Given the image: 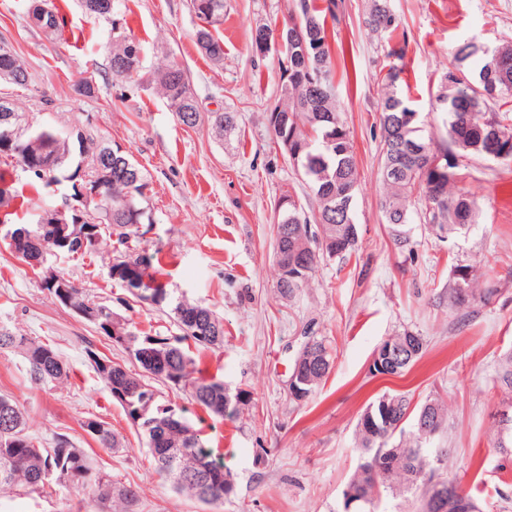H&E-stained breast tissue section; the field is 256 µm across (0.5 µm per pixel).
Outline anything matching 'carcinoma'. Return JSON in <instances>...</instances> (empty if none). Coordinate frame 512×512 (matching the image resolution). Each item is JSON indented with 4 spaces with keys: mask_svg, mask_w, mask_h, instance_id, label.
Instances as JSON below:
<instances>
[{
    "mask_svg": "<svg viewBox=\"0 0 512 512\" xmlns=\"http://www.w3.org/2000/svg\"><path fill=\"white\" fill-rule=\"evenodd\" d=\"M85 10L106 19L115 14L117 0H82ZM190 10L197 18L207 22L198 26L196 42L207 57L214 61L224 58V43L215 37L211 27L224 18V0H190ZM365 26L375 33L388 32L397 27V18L388 0H371L364 16ZM64 25L59 12L50 10L39 29L48 38L59 35ZM276 29L259 23L252 30V46L264 50L263 43L274 40ZM286 65L282 67L278 86V102L268 112V123L275 137L293 139L301 149L297 169L309 188L314 207L312 213L286 195L288 204L279 206L281 219L276 229L288 226V240L275 238L274 263L277 267L276 291L289 300L309 285L321 258L344 257L356 249L358 229L354 224L356 192L359 180L357 156L350 132L336 109L333 91L335 69L333 51L326 26V10L317 0H298L295 9L282 24ZM141 44L118 31L112 33V51L109 69L112 78L123 79L139 71ZM10 72L15 86L26 89L30 76L12 46L0 39V72ZM399 69L389 68L385 91L378 104L380 112L381 156L380 171L385 193L380 208L387 224H410L411 214L406 202L417 196L424 202L419 219L427 225L446 229L447 237L467 232L476 223L477 206L469 193L458 187L468 175L466 161L484 156L483 147L493 131L503 138L501 162L512 165V44L491 50L474 43L459 46L440 78L433 111L444 114L448 139L437 149L420 134L416 122L401 121L413 112L398 87ZM159 91L168 106L176 112L183 124L196 123L199 115L198 101L189 84L186 70L181 64L170 63L159 75ZM11 126L23 128L16 149L0 141V159L9 166L13 163L36 182L47 187L69 183L81 166L69 167L78 155L90 158V171L100 168L112 175L105 205L111 219L99 221L101 214L91 210L89 219L98 227L97 238L88 242L85 252H93L104 242L117 236L125 244L131 238L145 235L144 225L154 223L150 211L141 205L140 198L146 187L141 171L124 152L112 145L97 142L87 136L81 138L54 127H33L25 114L14 105ZM238 124L237 113L223 111L213 127L219 138L232 133ZM443 156L448 164V177L439 185L430 187L438 175L427 169L428 158ZM334 193L345 194L350 201L348 210L338 214L326 197ZM17 195L13 183L0 173V209L12 207ZM58 210H44L36 225L10 224L0 228V237L6 239L17 232H26V242H10L8 248L16 258L26 262L28 253L39 251L41 242H47L57 256H73L77 250L71 245L57 246L48 241L46 228L53 224ZM293 251L313 254V266L302 278L285 277L282 260ZM138 270L140 291L138 298L166 307L170 311L181 335H141L137 328L125 320L119 324L123 338L116 339L107 326L114 311L112 305L85 295L78 288L72 289L70 303L75 307L92 306L98 313L95 323L98 330L112 343L140 365L147 376L137 375L144 390L133 400V406L142 409L144 418L137 431L146 440L147 450L157 472L170 482L174 490L204 505L219 506L224 503V462L207 446L202 430L195 428L182 415L169 419L170 408L150 383L157 380L170 383L183 390L210 418H222L224 412V381L208 378L199 369L181 343L191 341L200 349H210L224 343V325L208 308L170 296L155 274L162 268L160 252L142 251L125 259H116L108 269L114 280L125 281L128 265ZM469 278L462 275L448 292V304L455 309L470 307L476 301L475 289L467 287ZM398 347L409 346L406 361L399 366V373L410 369L423 355L426 344L423 337L403 332L386 337L380 343ZM17 351L21 354L30 381L36 386L46 385L68 377L69 371L56 349L25 336H16L7 329H0V352ZM87 363L104 382L109 391H115L112 375L121 371L122 364L100 351L93 343L84 347ZM293 365L309 370L312 390H317L333 366L330 345L322 336L309 337V345L298 352ZM500 388L512 395V354L507 356L497 375ZM396 403L394 420L406 418L405 425L388 428L379 425L383 401ZM448 405L437 396H430L422 403H413L407 392H385L375 398L357 422L358 447L361 462L349 479V486L357 496L367 500L363 512H375L376 501L382 493L416 496L418 512H425V501L431 498L435 485L452 489L456 495L476 503L471 492L448 479L446 466L432 448L435 438L448 429ZM83 430L101 448H117L119 435L104 422L88 419ZM399 439L398 447L407 449V456L400 465L384 473L373 474L367 468L370 460L391 448ZM83 484L89 498L97 504L118 503L122 512H131L138 494L130 487L119 485L109 477L96 472L91 457L67 434H56L52 442L41 443L28 432L27 421L16 401L0 395V492L16 494H41L53 484Z\"/></svg>",
    "mask_w": 512,
    "mask_h": 512,
    "instance_id": "1",
    "label": "carcinoma"
}]
</instances>
